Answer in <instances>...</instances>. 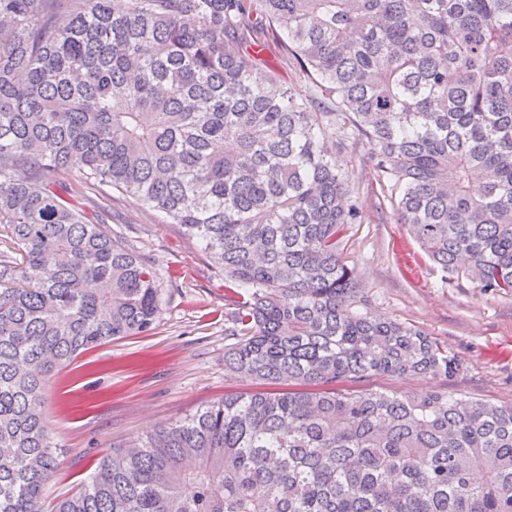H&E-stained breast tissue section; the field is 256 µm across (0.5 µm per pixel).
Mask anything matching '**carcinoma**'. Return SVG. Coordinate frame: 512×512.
Here are the masks:
<instances>
[{"label": "carcinoma", "mask_w": 512, "mask_h": 512, "mask_svg": "<svg viewBox=\"0 0 512 512\" xmlns=\"http://www.w3.org/2000/svg\"><path fill=\"white\" fill-rule=\"evenodd\" d=\"M358 144L429 260L512 295V0H0V512H41L58 466L48 377L159 319L104 186L224 272V375L265 389L103 458L57 512H512L511 404L364 387L461 359L359 290L334 158Z\"/></svg>", "instance_id": "obj_1"}]
</instances>
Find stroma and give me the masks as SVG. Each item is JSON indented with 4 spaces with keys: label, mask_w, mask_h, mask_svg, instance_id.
Listing matches in <instances>:
<instances>
[{
    "label": "stroma",
    "mask_w": 512,
    "mask_h": 512,
    "mask_svg": "<svg viewBox=\"0 0 512 512\" xmlns=\"http://www.w3.org/2000/svg\"><path fill=\"white\" fill-rule=\"evenodd\" d=\"M363 146L337 152L351 172L366 220L345 249L371 309L425 330L462 360L449 391L490 405L512 404V296L485 294L465 276L444 277L392 213L362 164ZM110 230L156 270L162 309L155 330L80 355L44 389L46 423L60 445L43 512L75 493L99 460L227 392H255L251 379L224 376V274L155 211L114 197Z\"/></svg>",
    "instance_id": "obj_1"
}]
</instances>
